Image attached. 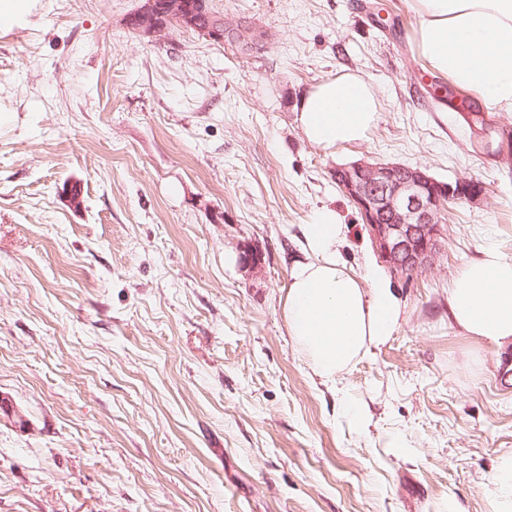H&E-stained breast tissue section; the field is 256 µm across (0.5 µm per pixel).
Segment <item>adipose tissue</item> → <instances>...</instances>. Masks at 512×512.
<instances>
[{"instance_id":"ef3b65f1","label":"adipose tissue","mask_w":512,"mask_h":512,"mask_svg":"<svg viewBox=\"0 0 512 512\" xmlns=\"http://www.w3.org/2000/svg\"><path fill=\"white\" fill-rule=\"evenodd\" d=\"M418 47L438 73L512 111V0H413ZM306 139L323 148L360 142L378 119L373 87L355 73L323 81L298 108ZM342 226L321 210L303 231L308 258L297 265L284 302L289 336L314 374L332 383L357 358L384 343L402 309L386 272L347 271L336 254ZM452 322L493 344L512 342V257L484 246L448 290Z\"/></svg>"}]
</instances>
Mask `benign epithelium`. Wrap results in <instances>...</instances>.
Returning a JSON list of instances; mask_svg holds the SVG:
<instances>
[{"label":"benign epithelium","instance_id":"obj_1","mask_svg":"<svg viewBox=\"0 0 512 512\" xmlns=\"http://www.w3.org/2000/svg\"><path fill=\"white\" fill-rule=\"evenodd\" d=\"M200 4L201 0H142L126 18V26L151 43L162 41L174 28L245 48L267 39L246 20L201 15ZM334 177L368 227L380 260L400 278L433 268L445 251L442 214L447 202H478L485 196L484 185L476 179L442 182L419 167L397 163L353 162L336 167Z\"/></svg>","mask_w":512,"mask_h":512}]
</instances>
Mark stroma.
Segmentation results:
<instances>
[{"mask_svg":"<svg viewBox=\"0 0 512 512\" xmlns=\"http://www.w3.org/2000/svg\"><path fill=\"white\" fill-rule=\"evenodd\" d=\"M209 2L266 41L151 43L125 25L140 0H25L0 24V512H496L507 348L460 332L448 290L481 245L512 257V112L476 146L412 0ZM346 72L376 125L308 143L303 94ZM358 160L487 194L448 206L436 265L391 281L397 329L331 386L284 300L322 207L346 267L377 262L333 176Z\"/></svg>","mask_w":512,"mask_h":512,"instance_id":"obj_1","label":"stroma"}]
</instances>
